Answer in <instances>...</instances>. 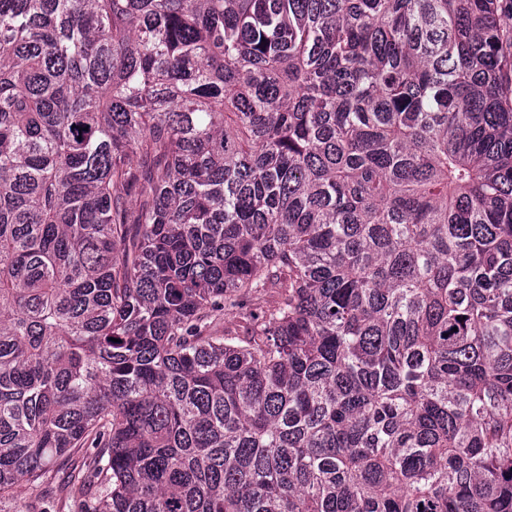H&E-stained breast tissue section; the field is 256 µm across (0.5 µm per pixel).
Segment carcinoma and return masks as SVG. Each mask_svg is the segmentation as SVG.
Segmentation results:
<instances>
[{
  "label": "carcinoma",
  "instance_id": "carcinoma-1",
  "mask_svg": "<svg viewBox=\"0 0 512 512\" xmlns=\"http://www.w3.org/2000/svg\"><path fill=\"white\" fill-rule=\"evenodd\" d=\"M76 451V512H512L501 0H0V505Z\"/></svg>",
  "mask_w": 512,
  "mask_h": 512
}]
</instances>
